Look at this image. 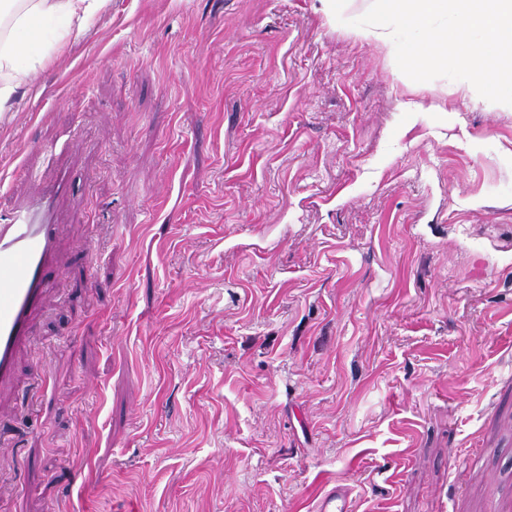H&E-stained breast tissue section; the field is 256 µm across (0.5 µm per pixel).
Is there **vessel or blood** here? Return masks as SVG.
<instances>
[{
	"instance_id": "1",
	"label": "vessel or blood",
	"mask_w": 512,
	"mask_h": 512,
	"mask_svg": "<svg viewBox=\"0 0 512 512\" xmlns=\"http://www.w3.org/2000/svg\"><path fill=\"white\" fill-rule=\"evenodd\" d=\"M58 187L41 190L21 210L0 216V390L14 383V358L28 338L44 296L56 285L61 227L54 221ZM314 512H350L349 492L337 486L321 495Z\"/></svg>"
}]
</instances>
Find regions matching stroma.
Listing matches in <instances>:
<instances>
[{"label": "stroma", "instance_id": "stroma-1", "mask_svg": "<svg viewBox=\"0 0 512 512\" xmlns=\"http://www.w3.org/2000/svg\"><path fill=\"white\" fill-rule=\"evenodd\" d=\"M42 57L0 212L69 171L62 277L0 512H512V112L321 0H110ZM314 511L350 512V499L348 490L342 486L329 489L317 499Z\"/></svg>", "mask_w": 512, "mask_h": 512}]
</instances>
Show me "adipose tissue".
<instances>
[{
  "label": "adipose tissue",
  "mask_w": 512,
  "mask_h": 512,
  "mask_svg": "<svg viewBox=\"0 0 512 512\" xmlns=\"http://www.w3.org/2000/svg\"><path fill=\"white\" fill-rule=\"evenodd\" d=\"M107 0H7L0 14V110L26 85L42 45L80 38Z\"/></svg>",
  "instance_id": "adipose-tissue-1"
}]
</instances>
